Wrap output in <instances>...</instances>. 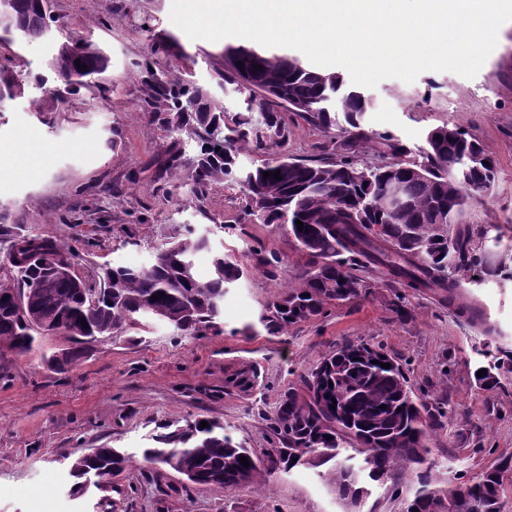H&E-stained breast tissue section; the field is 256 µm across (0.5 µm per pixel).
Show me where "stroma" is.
Masks as SVG:
<instances>
[{
    "label": "stroma",
    "instance_id": "obj_1",
    "mask_svg": "<svg viewBox=\"0 0 512 512\" xmlns=\"http://www.w3.org/2000/svg\"><path fill=\"white\" fill-rule=\"evenodd\" d=\"M171 6L172 0H49L58 38L94 41L108 67L100 85L61 105L45 99L41 114L32 112L28 94L37 84H57L50 43L0 40V76L17 77L28 89L0 111V207L17 219V232L63 242L76 273L90 282L106 265H150L157 247L189 228L209 232L236 256L243 275L224 294L221 332L179 336L155 323L144 339L125 334L95 343L64 371L49 365L72 346L62 335L38 337L32 351L13 357L10 377H0V512H344L315 468L299 466L261 488L227 493L172 472L156 478L141 450L160 422L207 418L256 453L267 452V418L281 392L345 343L382 345L405 365L416 393L444 407V424L427 442L441 486L512 458V373L495 391L476 387L472 348L483 332L469 317L470 309L485 310L500 345L512 348V21L500 27L475 77L427 70L410 83L388 78L367 89L373 108L361 123L367 138L355 151L363 164L393 160L396 147L414 159L439 126L479 139L496 179L468 218L489 229L476 242L483 263L475 277L445 304L393 282L383 268L358 265L355 274L372 286L368 297L333 304L274 336L260 321L264 308L304 272L292 240L277 225L247 221L239 187L215 182L199 193L192 181L158 174L173 137L149 117L146 64L190 72L210 85L224 70L223 42L190 39L171 21ZM161 37L171 50L153 54ZM284 119L287 139L241 152L242 168L279 155L330 160L348 137L341 123L322 128L293 112ZM398 295L410 318L392 311ZM250 361L259 379L244 391L232 380ZM101 444L125 450L133 468L105 490L72 496L58 455L78 457Z\"/></svg>",
    "mask_w": 512,
    "mask_h": 512
}]
</instances>
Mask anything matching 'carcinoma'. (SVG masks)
Listing matches in <instances>:
<instances>
[{"label":"carcinoma","instance_id":"1","mask_svg":"<svg viewBox=\"0 0 512 512\" xmlns=\"http://www.w3.org/2000/svg\"><path fill=\"white\" fill-rule=\"evenodd\" d=\"M8 27L21 29L23 42H56L51 68L68 92L96 83L108 66L97 44L71 36L56 40L49 0H9L7 12L0 13V31ZM234 50L243 65L224 63L220 87L245 95L246 111L235 115L232 124L225 122L212 86L150 65L145 68L148 106L151 117L161 118L198 147L192 166L184 171L181 141H175L160 172L185 176L199 189L220 179L239 184L247 197L244 215L251 222L281 224L288 218L306 267L301 286L282 291L266 305L261 316L266 331L284 332L323 314L336 301L367 296L371 284L351 272L362 260L409 288H438L453 299L459 273L480 265L467 223L469 210L496 177L494 161L478 139L437 127L427 134L420 158L361 165L353 160L352 150L367 138L360 123L371 108L370 99L346 87L340 74L311 68L296 56L270 55L249 44ZM77 59L87 69L77 67ZM257 64L263 69L255 68ZM24 93L25 83L17 79L0 83V103ZM338 99L354 129L342 144L340 159L314 164L283 158L239 168L240 144L261 149L272 139L288 137V126L271 104L328 127L336 123L331 105ZM277 170L280 180L263 176ZM395 185L401 186L407 204L389 212L386 198ZM437 214L455 223L451 239L436 233ZM298 220L303 222L300 228ZM205 251L211 253L212 274L203 281L196 274L195 257ZM4 264L9 278L0 282V345L24 354L37 337L62 333L75 347L51 362L58 370L79 360L90 343L154 320L182 336L219 330L226 286L243 275L236 258L212 249L205 235L172 238L145 269L106 267L94 285L69 275L70 252L52 238L10 234ZM153 295L158 299H151ZM495 341V329L486 326L483 347L476 349V369L486 370V375L475 378L485 391L512 372V350L499 346L501 356L488 360L487 347ZM383 363L390 367H381ZM257 380V368L250 365L232 384L248 390ZM446 416L443 407L414 393L403 364L384 347L346 344L280 394L269 418L277 447L264 457L235 442L223 424L210 420L201 429L196 419L158 424L142 459L160 475L173 471L191 477L195 485L226 491L259 484L277 470L308 466L324 468L323 476L339 496L349 479L370 488L386 472L387 489L407 500L406 512L413 505L416 512H448L449 505L440 498L417 501L420 489L438 485L433 466L418 464L432 453L426 441ZM241 456L249 466L240 463ZM130 463L123 451L108 446L71 458L66 463L73 478L71 491L83 495L90 486L124 474ZM509 470L512 459L506 458L448 487L453 512H500L503 475ZM411 485L412 493L403 494Z\"/></svg>","mask_w":512,"mask_h":512}]
</instances>
